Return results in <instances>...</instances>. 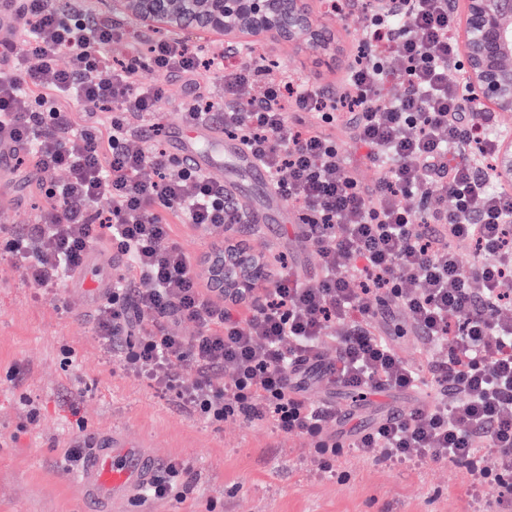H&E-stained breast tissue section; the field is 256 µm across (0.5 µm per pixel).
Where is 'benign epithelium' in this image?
<instances>
[{"label":"benign epithelium","mask_w":512,"mask_h":512,"mask_svg":"<svg viewBox=\"0 0 512 512\" xmlns=\"http://www.w3.org/2000/svg\"><path fill=\"white\" fill-rule=\"evenodd\" d=\"M387 14L409 7L408 0H365ZM104 16L131 31L179 39L187 32L224 38L228 46L253 45L260 38L307 44L336 58V40L324 23L328 0H104ZM462 76L474 111L512 112V0H464L461 34ZM495 173L512 182V140L498 146ZM240 223L224 226V247L203 257L209 288L217 299L251 306L261 303L259 285L270 274L269 257L239 239Z\"/></svg>","instance_id":"7a95c632"}]
</instances>
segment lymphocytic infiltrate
<instances>
[{"label":"lymphocytic infiltrate","instance_id":"lymphocytic-infiltrate-1","mask_svg":"<svg viewBox=\"0 0 512 512\" xmlns=\"http://www.w3.org/2000/svg\"><path fill=\"white\" fill-rule=\"evenodd\" d=\"M8 2L25 49L2 43L0 60L20 65L27 55L36 63L0 81V143L30 155L46 202L22 242L5 247L40 290L79 271L91 244L111 250L119 274L97 310V332L122 371L169 391L206 422L245 419L333 449L327 412L303 393L305 374L316 370L368 394L419 389L431 370L449 396L383 418L358 433L353 448L381 461L451 462L478 482L512 477V316L501 291L512 279V188L479 168L498 138L486 132V114L467 111L462 85L448 76L460 54L448 0H411L405 14L364 15L367 32L385 41L351 60L341 97L355 141L386 172L371 187L328 134L338 106L319 87L248 64L228 69L220 56L204 62L181 41L150 44L147 61L163 75H222L225 131L299 212L318 256V284L281 271L263 303L244 312L200 285L173 234L178 222L236 223L223 182L173 170L166 153L129 144L131 120L155 111L166 84L141 83L139 57L116 63L103 54L120 37L116 27L86 18L61 23L49 0ZM391 49L405 64L398 73L405 91L395 98L384 91ZM245 88L252 95L242 111ZM52 96L105 114L77 127L58 107L40 112ZM112 104L117 112L107 113ZM477 128L478 158L449 167V152L466 150ZM61 169L68 178L58 184ZM147 169L149 181L141 177ZM415 193L428 202L420 214L403 203ZM448 197L453 207H444ZM99 199L108 200L107 211L93 210ZM472 245L484 259L466 272L459 253ZM389 304L428 341L426 367L409 365L378 330ZM145 311L156 317L147 328L138 320ZM182 323L194 334L182 335ZM331 323L338 331L329 336ZM331 346L336 356L328 363Z\"/></svg>","mask_w":512,"mask_h":512}]
</instances>
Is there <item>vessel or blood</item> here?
<instances>
[{"instance_id":"1","label":"vessel or blood","mask_w":512,"mask_h":512,"mask_svg":"<svg viewBox=\"0 0 512 512\" xmlns=\"http://www.w3.org/2000/svg\"><path fill=\"white\" fill-rule=\"evenodd\" d=\"M168 147L183 166L199 173L231 157L238 168L260 176L264 169L257 159L238 142L224 139L210 122L194 125L173 123L168 131ZM102 265V254L89 250L84 261V274L77 280L84 306L95 309L110 291V280L95 277ZM156 476L155 459L144 448L130 442L124 433L106 430L96 434L91 451L79 472V482L85 497L101 506L132 497Z\"/></svg>"}]
</instances>
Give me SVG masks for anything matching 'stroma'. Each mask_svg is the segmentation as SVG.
I'll list each match as a JSON object with an SVG mask.
<instances>
[{"label":"stroma","mask_w":512,"mask_h":512,"mask_svg":"<svg viewBox=\"0 0 512 512\" xmlns=\"http://www.w3.org/2000/svg\"><path fill=\"white\" fill-rule=\"evenodd\" d=\"M328 25L341 48L336 66L306 47L280 46L269 59L276 75L318 84L326 96L335 97L358 48L362 12L336 15ZM166 81L175 93L139 121L135 146L166 149L167 129L180 120L182 102L194 91L188 79ZM334 133L361 181L371 186L385 178L383 169L366 160L349 123L337 122ZM40 181L31 161L10 153L7 168L0 170V230L20 234L33 223L44 205ZM241 235L302 281L317 284L316 255L291 208H283L280 222L269 230L258 232L246 224ZM223 238L220 227L180 228L178 241L199 281L207 279L202 255ZM95 325L67 282L39 292L10 256L0 257V512H97L64 452L74 440H90L105 429L126 432L156 462L176 458L188 467L182 498L153 501L136 495L119 512H497L500 498H512V488L473 484L450 463L377 462L350 450L356 433L380 417L417 408L418 392L383 391L356 403L349 388L306 381L304 393L311 402L347 414L325 426L342 445L336 474L319 475L309 470L317 454L310 438L243 419L204 423L169 392L120 370L104 352ZM382 330L404 359L420 360L425 340L402 315L390 313ZM74 404L79 407L75 414L70 411ZM32 407L38 410L34 422L28 419Z\"/></svg>","instance_id":"stroma-1"}]
</instances>
